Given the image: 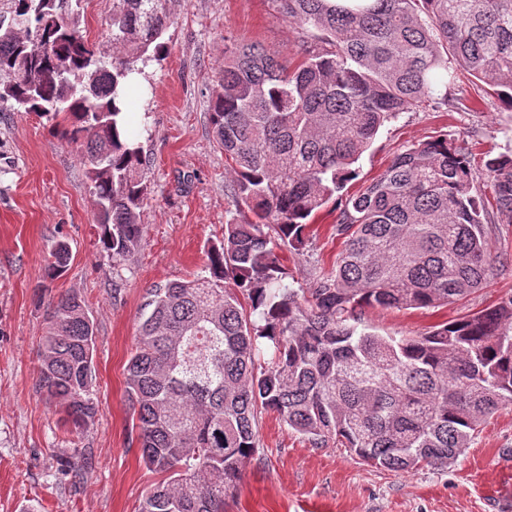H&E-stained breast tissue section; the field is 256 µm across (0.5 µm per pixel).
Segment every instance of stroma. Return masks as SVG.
<instances>
[{"label": "stroma", "mask_w": 512, "mask_h": 512, "mask_svg": "<svg viewBox=\"0 0 512 512\" xmlns=\"http://www.w3.org/2000/svg\"><path fill=\"white\" fill-rule=\"evenodd\" d=\"M168 9L167 54L143 65L140 84L128 92L149 186L144 237L130 260L114 265L98 241L76 146L33 113L0 110V512L32 504L38 512H138L160 480L141 461L125 367L148 292L203 274L208 244L236 212L209 110L224 47L246 41L285 57L301 35L269 0H169ZM448 97L449 105L401 113L382 128L348 194L378 178L395 155L440 134L455 139L477 171L487 154L512 152V109L467 75ZM335 219L334 204L325 205L310 223L304 253L283 251L292 287H309L332 268L343 247ZM61 238L71 260L51 281L44 268ZM488 240L497 262L484 288L439 309H370L368 324L383 335L420 336L512 296V223L489 224ZM65 292L84 300L96 326L98 411L78 431L35 392L44 311ZM258 435L260 451L244 465L224 512H512V407L488 418L448 468H375L336 440L314 445L272 412L260 413ZM83 456L90 467L70 479L67 469Z\"/></svg>", "instance_id": "1"}]
</instances>
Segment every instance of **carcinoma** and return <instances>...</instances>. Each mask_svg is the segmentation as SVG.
Listing matches in <instances>:
<instances>
[{
    "instance_id": "obj_1",
    "label": "carcinoma",
    "mask_w": 512,
    "mask_h": 512,
    "mask_svg": "<svg viewBox=\"0 0 512 512\" xmlns=\"http://www.w3.org/2000/svg\"><path fill=\"white\" fill-rule=\"evenodd\" d=\"M10 2L24 30L0 23V103L80 147L99 242L124 262L142 240L148 197L126 85L138 62L166 50L167 0H112L110 58L81 29L83 0L64 16L62 0ZM271 2L305 31L297 60L231 42L210 102L231 195L246 210L209 246L205 274L148 293L127 363L142 461L164 475L138 512H224L258 454L262 410L315 445L334 438L377 468L409 472L454 464L512 405V296L422 336L380 335L363 319L368 307L448 306L488 283L478 175L461 149L441 134L342 194L380 128L448 104L459 72L512 109V0ZM485 174L499 221L511 223L512 155L487 159ZM334 197L344 249L334 269L294 288L278 251L302 249ZM53 257L51 280L66 271L69 244ZM46 321L36 391L79 428L96 413L95 324L69 293Z\"/></svg>"
}]
</instances>
